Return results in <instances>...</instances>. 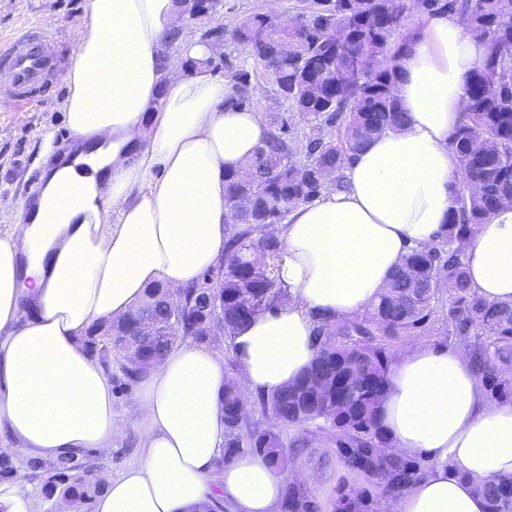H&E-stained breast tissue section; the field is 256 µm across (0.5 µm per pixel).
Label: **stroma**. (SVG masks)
<instances>
[{
  "label": "stroma",
  "mask_w": 512,
  "mask_h": 512,
  "mask_svg": "<svg viewBox=\"0 0 512 512\" xmlns=\"http://www.w3.org/2000/svg\"><path fill=\"white\" fill-rule=\"evenodd\" d=\"M291 0H221L212 18L191 22L188 35L199 29L224 26L232 30L252 14L276 10L287 12ZM82 21L81 0H0V51L9 37L20 27H30L32 33L48 31L54 34L64 50L73 47L71 29ZM64 70H57L40 91L42 103L27 112L0 111V234L19 223L20 202L35 189L44 165L41 141L45 132H53L55 147L70 140L62 117V102L66 95ZM142 431L128 429L115 441L109 453H95L98 470L119 475L141 456ZM333 445L326 434L311 436L304 454L296 460L294 469L302 476L308 489L324 505H331L336 485L344 474L332 459Z\"/></svg>",
  "instance_id": "stroma-1"
}]
</instances>
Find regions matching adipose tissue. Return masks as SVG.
I'll use <instances>...</instances> for the list:
<instances>
[{
  "label": "adipose tissue",
  "instance_id": "ef3b65f1",
  "mask_svg": "<svg viewBox=\"0 0 512 512\" xmlns=\"http://www.w3.org/2000/svg\"><path fill=\"white\" fill-rule=\"evenodd\" d=\"M65 76L64 125L19 224L0 235V432L12 455L110 452L131 426L141 460L107 477L95 512H276L289 472L242 452L224 468V360L194 345L172 350L141 380L123 416L84 338L132 312L150 286L182 289L214 266L233 219L225 175L260 146V112L229 105L206 66L213 47L182 36L174 0H84ZM485 48L460 19L427 16L396 86L401 127L348 160L345 186L293 206L266 231L280 243L276 274L288 302L229 336L249 392L291 385L321 342L318 320L370 310L407 253L434 246L459 188L449 137L461 123L465 78ZM195 61L194 69L183 66ZM472 288L512 302V206L479 225L465 250ZM381 424L396 448L433 468L389 512H485L477 484L512 474V402L492 400L463 345L410 346L391 371Z\"/></svg>",
  "mask_w": 512,
  "mask_h": 512
}]
</instances>
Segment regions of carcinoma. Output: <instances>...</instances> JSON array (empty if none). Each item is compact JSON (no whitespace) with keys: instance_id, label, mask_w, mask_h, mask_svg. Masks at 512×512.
<instances>
[{"instance_id":"cac0c4a2","label":"carcinoma","mask_w":512,"mask_h":512,"mask_svg":"<svg viewBox=\"0 0 512 512\" xmlns=\"http://www.w3.org/2000/svg\"><path fill=\"white\" fill-rule=\"evenodd\" d=\"M457 15L470 34L483 42V59L466 78L465 118L451 134L460 182L448 233L435 246L408 253L392 276L388 292L373 310L339 324L341 334L328 341L297 381L272 394H259L252 405L266 415L264 428L240 415L246 402L233 383L224 387L226 443L217 466L231 461L242 445L264 455L275 468L295 463L311 430L331 436L337 462L359 478L342 479L336 487L333 512H384L385 505L425 476L424 455H404L381 429L378 412L390 384L393 353L378 337L396 338L420 332L435 320L448 294V335L463 342L487 394L512 402V304H490L469 287L464 256L473 229L488 222L512 199V9L506 0H311L282 26L264 12L235 27L231 37L270 77L275 94L308 129L305 158L296 137L280 116L266 121V133L245 169L225 174L226 202L235 217L224 250V270L212 282L224 298V332L247 322L256 312L245 304L252 291L264 308L288 300L275 275L278 242L261 234L267 224H282L290 206L312 203L326 190L344 187L345 162L375 134L404 122L395 87L401 61L416 32L406 28L409 15ZM341 22L347 34L333 44L327 30ZM294 51L282 55L283 39ZM233 84L228 102L251 108V74L224 56ZM359 75L355 88L350 76ZM205 278L182 289L184 307H176L163 285L146 289L145 300L121 322H99L86 343L107 357L123 358L122 370L140 378L191 338L209 343L193 330L207 315ZM147 316L169 334L149 342L138 354L127 344L138 339L139 320ZM328 388L311 386L317 376ZM295 427L298 436L286 444L279 427ZM26 477L39 482L51 509L91 512L105 492L92 455L79 452L45 462L25 463ZM20 478L14 456L0 453V482ZM477 490L487 512H512V475L481 483ZM279 512H322L321 502L298 480L286 484Z\"/></svg>"}]
</instances>
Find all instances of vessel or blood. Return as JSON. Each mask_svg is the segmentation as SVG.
Listing matches in <instances>:
<instances>
[{
    "mask_svg": "<svg viewBox=\"0 0 512 512\" xmlns=\"http://www.w3.org/2000/svg\"><path fill=\"white\" fill-rule=\"evenodd\" d=\"M58 57L50 36H33L22 30L15 34L6 51L0 53V68L8 77L6 86H0V97L11 100L15 106H38V91L56 71Z\"/></svg>",
    "mask_w": 512,
    "mask_h": 512,
    "instance_id": "obj_1",
    "label": "vessel or blood"
}]
</instances>
